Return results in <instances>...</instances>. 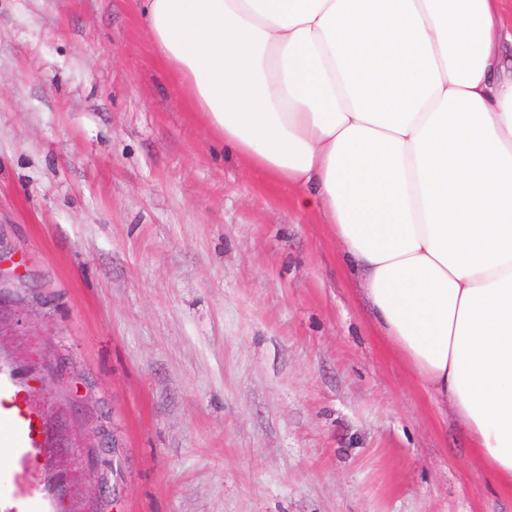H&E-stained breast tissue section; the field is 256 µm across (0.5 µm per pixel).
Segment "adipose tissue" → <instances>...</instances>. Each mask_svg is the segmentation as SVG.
Here are the masks:
<instances>
[{
  "label": "adipose tissue",
  "mask_w": 512,
  "mask_h": 512,
  "mask_svg": "<svg viewBox=\"0 0 512 512\" xmlns=\"http://www.w3.org/2000/svg\"><path fill=\"white\" fill-rule=\"evenodd\" d=\"M505 0H141L192 112L322 211L372 315L512 496Z\"/></svg>",
  "instance_id": "1"
}]
</instances>
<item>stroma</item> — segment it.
Wrapping results in <instances>:
<instances>
[{
    "label": "stroma",
    "mask_w": 512,
    "mask_h": 512,
    "mask_svg": "<svg viewBox=\"0 0 512 512\" xmlns=\"http://www.w3.org/2000/svg\"><path fill=\"white\" fill-rule=\"evenodd\" d=\"M293 196L139 0H0V417L57 443L38 512H512Z\"/></svg>",
    "instance_id": "35a3bbf8"
}]
</instances>
